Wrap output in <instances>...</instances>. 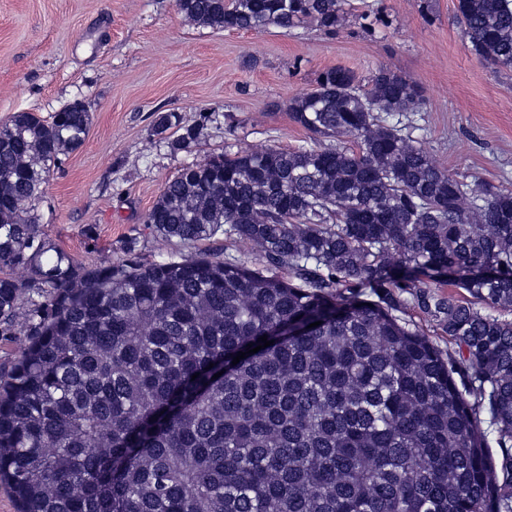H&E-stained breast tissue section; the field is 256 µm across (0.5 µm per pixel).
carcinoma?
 Wrapping results in <instances>:
<instances>
[{"label": "carcinoma", "instance_id": "1", "mask_svg": "<svg viewBox=\"0 0 512 512\" xmlns=\"http://www.w3.org/2000/svg\"><path fill=\"white\" fill-rule=\"evenodd\" d=\"M175 5L229 31L333 33L354 11ZM456 20L478 58L512 68V0H457ZM420 102L387 68L365 84L330 68L287 105L315 145L216 156L165 184L144 219L162 242L225 233L264 272L209 254L78 262L34 205L90 113L0 127V334L27 336L0 383V483L19 512H512V191L426 152L401 119ZM155 128L181 131L176 149L197 134L175 112ZM444 277L469 299L424 291ZM394 288L457 355L396 315Z\"/></svg>", "mask_w": 512, "mask_h": 512}]
</instances>
